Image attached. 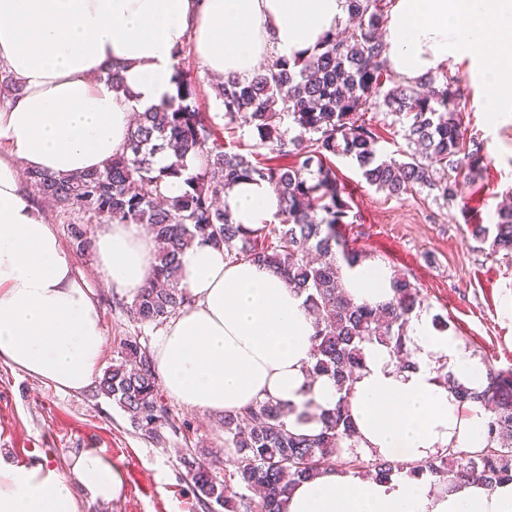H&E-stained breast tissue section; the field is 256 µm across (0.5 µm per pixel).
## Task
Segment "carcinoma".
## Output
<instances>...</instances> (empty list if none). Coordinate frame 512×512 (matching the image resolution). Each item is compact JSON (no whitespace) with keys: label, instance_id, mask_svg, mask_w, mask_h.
I'll return each instance as SVG.
<instances>
[{"label":"carcinoma","instance_id":"cac0c4a2","mask_svg":"<svg viewBox=\"0 0 512 512\" xmlns=\"http://www.w3.org/2000/svg\"><path fill=\"white\" fill-rule=\"evenodd\" d=\"M356 26L345 37L327 33L310 56L288 63L271 57L247 81L226 79L215 84L224 105V129L214 128L200 110L191 70L177 67L176 94L160 109L142 112L121 152L102 170L56 176L30 172L38 195L64 212L81 214L72 224L73 251L94 252L87 225L144 224L157 247L155 273L127 307L143 323L161 325L191 298L178 287V257L195 238L224 248L226 259L251 260L279 270L288 285L305 294L315 316L311 371L336 385V405L319 414L314 435L295 433L284 422L286 404L265 401L239 414H224V447L233 451L234 471L216 480L213 464L187 461L200 496L225 512H285L287 495L302 480L314 477L325 463L358 476L387 481L404 473L430 475L454 491L471 484L492 489L512 482V375L488 368L485 383L469 389L458 382L447 363L438 378L454 390L459 403L479 402L486 412L484 446L456 445L420 463L384 457L368 461L356 451L355 424L350 414L353 383L363 367L362 345L378 341L389 348L402 368L413 365L410 322L420 315L424 299L401 275L392 277L393 297L372 307L345 295L336 254L351 262L339 228L358 222L336 177L330 157L356 161L365 181L389 195L428 191L448 204L459 197L460 178L474 180L484 168V144L466 136L462 125L458 82H437L432 76L384 89L387 63L381 31L386 0H346ZM20 82L0 67V104L14 99ZM369 112L404 117V159L383 160L376 145L379 132L365 119ZM309 134L290 135L285 120ZM249 127L254 150L244 154L224 146V130ZM267 153L262 154L260 150ZM167 152L174 161L155 167L154 156ZM199 164L189 169L187 157ZM185 189L178 196L163 193L169 178ZM241 180L268 183L281 203L277 224L246 229L233 223L220 205L224 190ZM472 235L490 242L492 252L512 255V207L496 210L494 228L477 224ZM97 392L112 398L143 435L160 438L168 423L152 355L138 337L121 343L118 358L104 371ZM261 495L259 503L236 494L232 484Z\"/></svg>","mask_w":512,"mask_h":512}]
</instances>
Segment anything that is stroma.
Returning <instances> with one entry per match:
<instances>
[{
	"instance_id": "obj_1",
	"label": "stroma",
	"mask_w": 512,
	"mask_h": 512,
	"mask_svg": "<svg viewBox=\"0 0 512 512\" xmlns=\"http://www.w3.org/2000/svg\"><path fill=\"white\" fill-rule=\"evenodd\" d=\"M447 73L461 81L462 121L485 143L486 171L464 183L460 202L447 206L423 192L390 196L370 186L355 161L333 157L332 166L360 214L359 223L340 232L348 248L385 262L416 284L427 315L445 317L449 336L471 358L512 374V256L491 253L471 235L472 225L493 224L497 207L512 203V114L489 119L469 62L450 65ZM91 288L106 336L103 366H111L128 337L154 345L162 327L137 322L99 275H92ZM163 401L169 423L156 441L136 431L127 414L95 389L60 391L0 363V453L62 471L88 448L112 457L121 493L107 507L83 500L81 512H206L182 457L206 448L219 458L217 478L232 472L234 457L224 446L223 425L219 416L171 396Z\"/></svg>"
}]
</instances>
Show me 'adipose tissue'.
Here are the masks:
<instances>
[{
	"instance_id": "obj_1",
	"label": "adipose tissue",
	"mask_w": 512,
	"mask_h": 512,
	"mask_svg": "<svg viewBox=\"0 0 512 512\" xmlns=\"http://www.w3.org/2000/svg\"><path fill=\"white\" fill-rule=\"evenodd\" d=\"M346 13L345 0H0V65L23 88L0 109V362L63 391L95 386L105 334L101 312L59 235L28 197L21 170L67 175L100 170L119 153L135 113L175 93L184 46L214 76L250 79L261 59H302ZM387 64L412 82L463 61L476 66L490 116L512 112V0H391ZM117 67L122 89L103 75ZM224 207L246 228L277 222L280 203L263 181H242ZM94 266L117 297L132 300L156 264L142 225L103 224ZM189 305L170 319L152 358L168 394L221 415L267 401L306 407L296 432L318 433L316 416L336 404L332 380L311 378L313 317L304 294L273 269L228 262L195 239L180 258ZM348 294L378 304L391 271L374 259L341 262ZM416 368L387 347L365 344L351 414L361 452L419 462L455 443L482 447L485 413L458 405L437 378L447 360L479 387L484 368L427 316L409 331ZM121 489L111 458L89 448L67 472L0 458V512H79V497L110 505ZM285 512H512V482L434 492L414 479L361 480L336 467L297 485Z\"/></svg>"
}]
</instances>
